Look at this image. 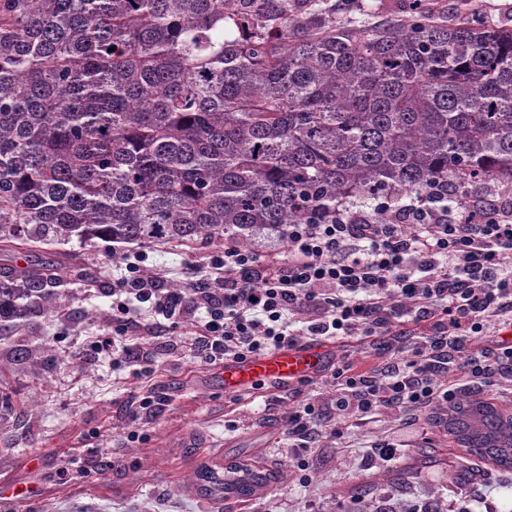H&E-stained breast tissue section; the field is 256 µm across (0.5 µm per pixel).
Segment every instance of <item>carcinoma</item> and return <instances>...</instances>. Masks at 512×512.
I'll return each instance as SVG.
<instances>
[{
	"instance_id": "carcinoma-1",
	"label": "carcinoma",
	"mask_w": 512,
	"mask_h": 512,
	"mask_svg": "<svg viewBox=\"0 0 512 512\" xmlns=\"http://www.w3.org/2000/svg\"><path fill=\"white\" fill-rule=\"evenodd\" d=\"M304 2L0 0V252L245 244L437 179L461 208L512 188V26L421 3L367 30ZM65 271L91 285L75 257L0 272V324L58 309ZM439 424L512 471L494 403L461 395ZM192 483L247 497L267 478L202 465Z\"/></svg>"
}]
</instances>
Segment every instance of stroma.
Segmentation results:
<instances>
[{"mask_svg": "<svg viewBox=\"0 0 512 512\" xmlns=\"http://www.w3.org/2000/svg\"><path fill=\"white\" fill-rule=\"evenodd\" d=\"M455 19L478 11L492 23L512 22V0H434ZM407 0H338L336 19L371 28L404 16ZM98 282L87 288L62 278L59 312L34 317L0 333V375L15 394L0 406V512H338L356 489L372 491L373 506L437 504L440 512H512V473L490 462L475 483L448 481L464 454L449 443L434 414L411 439L395 412L350 423L342 438L327 437L302 454L282 440L283 415L294 391H279L272 406L250 397L230 400L222 368L194 358L189 328L144 335L141 347L152 377L116 370L112 358L91 347L112 331V282L125 266L110 243H70ZM144 270L166 285L186 283L207 265L215 246L164 243L143 246ZM27 349L25 363L13 357ZM156 384L163 403L128 418L132 402ZM398 444L393 458L375 446ZM94 456L98 467L85 469ZM237 461L270 473L268 485L248 500L210 499L190 483L204 463Z\"/></svg>", "mask_w": 512, "mask_h": 512, "instance_id": "obj_1", "label": "stroma"}]
</instances>
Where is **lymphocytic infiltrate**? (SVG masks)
Listing matches in <instances>:
<instances>
[{
    "label": "lymphocytic infiltrate",
    "instance_id": "f902f5d3",
    "mask_svg": "<svg viewBox=\"0 0 512 512\" xmlns=\"http://www.w3.org/2000/svg\"><path fill=\"white\" fill-rule=\"evenodd\" d=\"M450 193L447 181H433L399 198L386 224L340 204L318 223L262 231L247 246L225 243L208 273L180 291L144 276L143 256L133 253L112 283V333L97 348L117 368L141 362L131 334L145 315L162 331L195 323L188 348L210 365L305 339L353 337L381 362L336 369L334 422L297 401L284 418L289 447L310 451L323 435L341 437L347 422L383 408L414 426L462 391L512 382V344L475 343L512 317V195L455 211Z\"/></svg>",
    "mask_w": 512,
    "mask_h": 512
}]
</instances>
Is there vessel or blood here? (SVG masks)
<instances>
[{
  "instance_id": "obj_1",
  "label": "vessel or blood",
  "mask_w": 512,
  "mask_h": 512,
  "mask_svg": "<svg viewBox=\"0 0 512 512\" xmlns=\"http://www.w3.org/2000/svg\"><path fill=\"white\" fill-rule=\"evenodd\" d=\"M328 351L319 342L284 347L267 354L224 362V391L249 392L260 383L288 387L321 374L327 367Z\"/></svg>"
}]
</instances>
